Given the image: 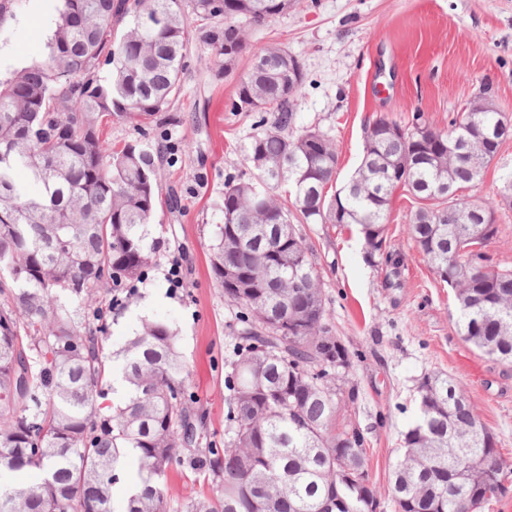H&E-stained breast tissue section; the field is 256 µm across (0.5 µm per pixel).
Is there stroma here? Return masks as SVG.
<instances>
[{
  "instance_id": "obj_1",
  "label": "stroma",
  "mask_w": 512,
  "mask_h": 512,
  "mask_svg": "<svg viewBox=\"0 0 512 512\" xmlns=\"http://www.w3.org/2000/svg\"><path fill=\"white\" fill-rule=\"evenodd\" d=\"M0 22V78L44 62L62 0H14ZM253 49L282 45L303 66L305 89L293 105L295 126L316 127L336 146V181L344 183L363 155L365 126L379 117L408 124L421 113L447 127L468 103L489 93L512 117V0H297L286 14L250 29ZM241 59L216 73L205 47L188 58L181 92L163 132L122 125L104 130L113 142L167 139L175 166H162L163 189L175 190L178 209L157 208L164 244L136 296L109 315L108 350L120 349L142 320L171 324L196 399V418L211 438L224 439L225 359L233 352L237 309L209 270V252L222 221L224 185L248 176L246 147L259 132L257 112L232 108ZM512 171V139L505 141L464 198L494 208L497 232L488 245L495 265L512 267V206L501 204L503 177ZM418 203L396 192L385 248L400 253L399 270L369 260L356 226L305 224L329 310V324L353 354L351 378L359 397L349 415L368 441V467L379 495L377 512H394L388 494L401 441L418 413L417 385L425 374L454 378L480 419L512 458V365L495 361L457 331L451 288L433 271L409 233ZM183 264L182 287L166 278L173 257Z\"/></svg>"
}]
</instances>
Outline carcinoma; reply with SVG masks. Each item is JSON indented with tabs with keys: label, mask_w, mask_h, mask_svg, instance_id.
<instances>
[{
	"label": "carcinoma",
	"mask_w": 512,
	"mask_h": 512,
	"mask_svg": "<svg viewBox=\"0 0 512 512\" xmlns=\"http://www.w3.org/2000/svg\"><path fill=\"white\" fill-rule=\"evenodd\" d=\"M294 0H63L47 60L0 81V471L40 473L0 490V512H113L124 460L139 462L140 492L123 512H376L366 439L341 407L355 404L352 354L329 311L300 224H356L365 253L382 251L397 191L420 201L409 232L453 288L457 327L484 355L512 363V268L484 251L494 209L456 195L479 180L512 117L479 96L448 131L419 114L411 126L379 117L349 183L328 196L337 154L318 128L290 131L305 74L286 47L252 54L233 108L266 112L251 138L248 179L224 184L210 269L237 308L224 386L223 447H197L194 398L173 328L144 320L117 352L107 312L130 300L156 262L163 228L150 220L166 146H112L104 124L134 130L165 118L183 60L204 45L218 73L247 50V31ZM26 173V179L17 173ZM292 183L297 215L278 199ZM280 224L288 235L276 236ZM237 273L236 285L225 280ZM288 310L275 326L264 315ZM122 361L124 400L110 394ZM419 416L404 434L389 495L395 512H479L508 492L512 459L443 374L421 382ZM352 469L350 480L336 471ZM191 474L211 494L174 500L166 483Z\"/></svg>",
	"instance_id": "carcinoma-1"
}]
</instances>
